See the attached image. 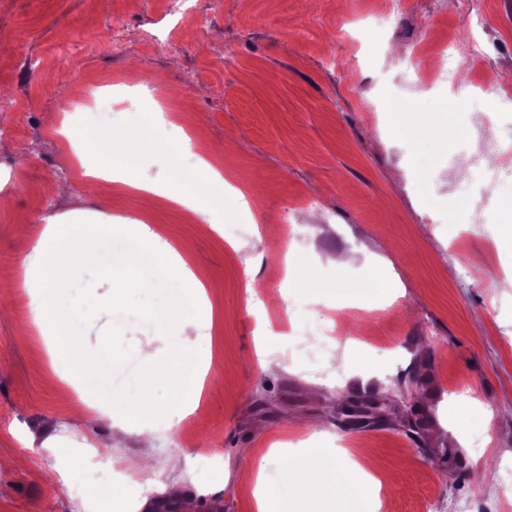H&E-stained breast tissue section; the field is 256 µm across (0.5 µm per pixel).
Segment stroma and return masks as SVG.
Segmentation results:
<instances>
[{
  "instance_id": "obj_1",
  "label": "stroma",
  "mask_w": 512,
  "mask_h": 512,
  "mask_svg": "<svg viewBox=\"0 0 512 512\" xmlns=\"http://www.w3.org/2000/svg\"><path fill=\"white\" fill-rule=\"evenodd\" d=\"M196 3L211 15L202 34L193 17L172 24L165 0H0V95L16 104L0 112L16 130L0 142V512H87L94 478L71 459L89 445L111 447L108 405L97 420L77 417L81 381L52 362L53 337L19 333L32 300L23 259L45 224L73 222L150 225L164 242L188 245L207 291L194 343L207 372L197 407L177 430L154 423L150 448L133 434L111 448L120 460L150 458L151 499L176 483L196 512H257L261 485L277 512H455L460 501L468 512H512L498 478L512 465V288L503 277L512 270V190L487 182L482 163L512 132V111L494 109L512 93V0ZM389 5L394 28L368 33ZM116 19L128 28L120 51L109 39ZM168 26L179 54L141 37ZM68 35L96 42L79 61L111 80L110 121L64 112L65 92L43 91L73 63ZM446 48L483 64L460 70L453 85L421 84L416 68ZM163 104L171 124L146 127ZM65 122L85 147L84 165L60 162ZM446 123L457 131L448 142L436 136ZM178 125L205 149L223 147L224 176L250 189L255 211L209 196L202 171L196 214L169 202L182 190L170 163L124 136L147 131L184 155ZM104 137L135 159L120 177L135 173L162 193L106 195L87 173ZM456 165L463 175L447 180ZM291 207L313 233L289 245L282 215ZM254 220L260 232L241 234L236 248L217 232ZM341 252L357 263L336 266ZM380 256L399 287L370 280L367 265ZM260 317L285 358L265 372L255 361ZM332 317L352 322L355 342L295 349L293 328ZM114 326L132 349L121 370L130 387L157 329L103 309L84 330L86 347L97 349ZM409 388L414 399L387 422L346 426L340 399ZM478 433L486 446L476 452L469 437ZM316 448L347 474L338 496L313 497L296 479L317 466ZM207 449L220 463L198 469ZM363 470L381 480L379 499Z\"/></svg>"
}]
</instances>
